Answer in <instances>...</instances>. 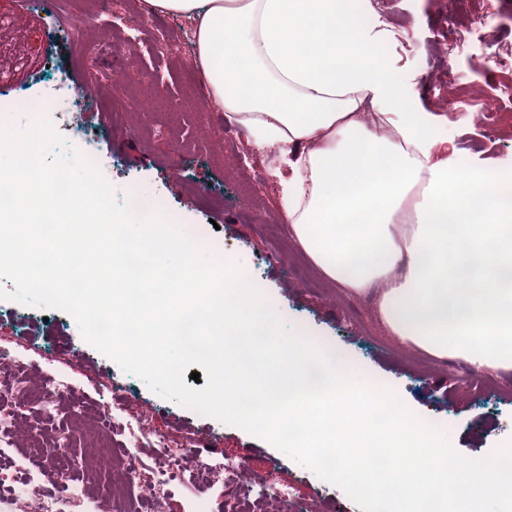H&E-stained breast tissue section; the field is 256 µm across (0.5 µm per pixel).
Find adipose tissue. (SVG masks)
I'll use <instances>...</instances> for the list:
<instances>
[{
  "mask_svg": "<svg viewBox=\"0 0 512 512\" xmlns=\"http://www.w3.org/2000/svg\"><path fill=\"white\" fill-rule=\"evenodd\" d=\"M145 2L193 20L211 104L285 148L290 237L324 276L374 295L408 349L512 369V169L438 157L440 124L401 111L358 0ZM367 102L391 136L362 122Z\"/></svg>",
  "mask_w": 512,
  "mask_h": 512,
  "instance_id": "adipose-tissue-1",
  "label": "adipose tissue"
}]
</instances>
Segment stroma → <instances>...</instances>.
<instances>
[{"label": "stroma", "instance_id": "35a3bbf8", "mask_svg": "<svg viewBox=\"0 0 512 512\" xmlns=\"http://www.w3.org/2000/svg\"><path fill=\"white\" fill-rule=\"evenodd\" d=\"M93 0H66L85 20L81 29L56 26L47 7L0 0L11 17L1 43L24 44L29 68L10 85L0 84V112L20 121L13 103L38 102L45 92L75 98L83 132L95 135L106 160L102 176L117 200L139 189L147 209H161L205 250L224 249L238 267L256 268L251 281L287 329L321 345L343 366L387 388L415 416L440 429L468 458H482L512 440V370H479L461 362L435 361L388 336L377 319L374 296L337 288L293 245L281 208L279 176L288 167L280 151L253 144L248 130L229 131L230 116L204 112L207 88L194 59L177 50L181 16L144 15L143 0H111L105 10ZM388 38L381 62L412 93L411 107L447 117L443 133L454 142V162L487 168L512 165V98L503 95L482 60L487 43L512 47V0H371ZM478 15L485 26L462 47L448 40V15ZM154 71L152 91L165 109L140 114L121 109L126 87L140 72ZM99 86L87 98V83ZM458 95L449 111V95ZM476 106L496 108L493 132L471 118ZM0 348L25 364L28 392L50 376L69 389L68 410L27 404L10 442L0 443V491L23 495L32 474L23 457L30 427L65 432L66 462L49 459L39 475L49 484L64 470L81 477L91 464L85 439L73 427L71 409L111 407L127 431L149 429L170 437L169 453L193 470L194 433L216 438L215 460L241 456L246 466L232 490L222 476L204 483L172 482L160 499L165 512H243V497L255 484L275 489L264 512H361L336 485L319 478L269 442L245 430L167 400L87 343L75 319L50 307L0 300ZM125 385L124 399L112 397ZM152 473L121 502L106 484L93 490V505L76 502L73 512H135L146 503Z\"/></svg>", "mask_w": 512, "mask_h": 512}]
</instances>
